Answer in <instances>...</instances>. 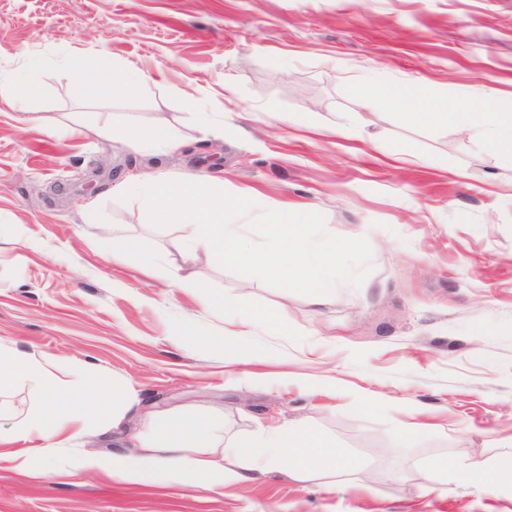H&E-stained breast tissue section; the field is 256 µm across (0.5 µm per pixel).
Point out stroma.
<instances>
[{"label":"stroma","instance_id":"35a3bbf8","mask_svg":"<svg viewBox=\"0 0 512 512\" xmlns=\"http://www.w3.org/2000/svg\"><path fill=\"white\" fill-rule=\"evenodd\" d=\"M83 54L164 80L88 100L57 65ZM29 55L50 61L38 124L0 110V340L133 386L122 425L88 438L103 455L135 449L152 412H205L231 435L309 425L358 469L346 489L273 472L214 491L27 479L0 463V512H512L494 475L438 480L442 466L512 456V159L372 96L406 83L420 105L458 112L512 99V0H0V79ZM203 109L223 138L198 135ZM106 120L166 123L186 147L130 150L99 136ZM189 171L263 209L321 213L328 233L373 251L365 282L321 306L200 258L191 271L209 291L279 323L250 336L262 359L234 377L204 339L216 313L170 285L179 228L115 193ZM99 221L109 240L94 246ZM129 237L159 256L156 275L135 254L111 262ZM181 321L196 335H174Z\"/></svg>","mask_w":512,"mask_h":512}]
</instances>
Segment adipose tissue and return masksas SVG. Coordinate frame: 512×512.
Listing matches in <instances>:
<instances>
[{
	"label": "adipose tissue",
	"instance_id": "1",
	"mask_svg": "<svg viewBox=\"0 0 512 512\" xmlns=\"http://www.w3.org/2000/svg\"><path fill=\"white\" fill-rule=\"evenodd\" d=\"M45 59L25 60V78L0 86V105L24 111L42 92ZM61 68L90 99H131L143 95L151 82L140 68L128 65L117 70L99 68L91 58L70 57ZM430 120H449L476 136H489L495 148L512 157V100L495 102L488 112H452L437 103L426 114ZM102 133L116 137L129 147L146 145L169 154L180 153L184 140L169 125L116 126L104 124ZM208 306L224 318V327L209 342L224 354V371L236 374L239 367L256 359L259 351L245 341L249 328H274L272 318L244 309L220 294H210ZM27 388L36 401L25 415L0 422V462H9L25 477L49 473V462L61 448L111 421H120L128 394L124 387L93 377L78 363L35 356L0 341V414L5 396ZM287 463L289 476L300 482L350 472L351 461L308 427L276 425L247 436L225 435L224 426L213 417L176 413L150 416L149 430L137 453H115L107 457L80 451L76 468L106 478L144 486L172 483L208 488L240 486Z\"/></svg>",
	"mask_w": 512,
	"mask_h": 512
}]
</instances>
